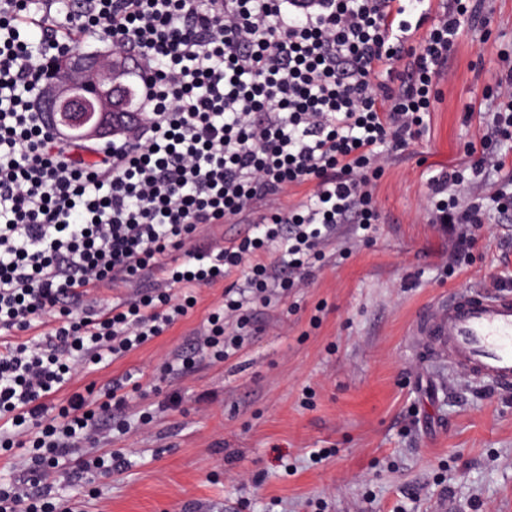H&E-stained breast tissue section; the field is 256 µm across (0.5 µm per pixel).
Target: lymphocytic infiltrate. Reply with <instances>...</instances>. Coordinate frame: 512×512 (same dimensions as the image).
I'll return each mask as SVG.
<instances>
[{
    "instance_id": "1",
    "label": "lymphocytic infiltrate",
    "mask_w": 512,
    "mask_h": 512,
    "mask_svg": "<svg viewBox=\"0 0 512 512\" xmlns=\"http://www.w3.org/2000/svg\"><path fill=\"white\" fill-rule=\"evenodd\" d=\"M42 2L36 19L32 0H0V420L34 428L29 476L0 487V512H50L47 480L71 446L112 427L113 388L96 402L74 394L61 421L45 422L44 401L72 363H109L163 335L197 289L247 261L250 278L197 341L235 353L256 295L282 283L270 246L305 274L341 225L372 230L380 154L418 138L452 46L483 21L480 0H448L435 20L426 0H322L313 14L296 0H86L61 19L58 0ZM407 12L430 23L424 42L401 38ZM34 22L38 55L26 37ZM89 33L135 61L141 91L142 123L103 150L50 132L35 107L51 62ZM383 70L396 85L377 83ZM463 180L458 169L431 180L433 221L459 225V248L479 221L477 207L445 194ZM304 184L314 187L305 204L280 206ZM264 199L275 207L254 236L196 246L200 227ZM115 280L137 284L134 298L85 308ZM38 322L44 341H14Z\"/></svg>"
}]
</instances>
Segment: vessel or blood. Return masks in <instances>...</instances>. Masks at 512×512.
I'll use <instances>...</instances> for the list:
<instances>
[{"label":"vessel or blood","mask_w":512,"mask_h":512,"mask_svg":"<svg viewBox=\"0 0 512 512\" xmlns=\"http://www.w3.org/2000/svg\"><path fill=\"white\" fill-rule=\"evenodd\" d=\"M423 333L429 353H451L467 375L512 388V290H459L426 315Z\"/></svg>","instance_id":"obj_1"}]
</instances>
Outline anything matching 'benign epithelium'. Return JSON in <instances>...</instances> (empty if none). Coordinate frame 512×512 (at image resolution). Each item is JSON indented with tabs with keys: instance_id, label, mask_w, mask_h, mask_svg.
Wrapping results in <instances>:
<instances>
[{
	"instance_id": "obj_1",
	"label": "benign epithelium",
	"mask_w": 512,
	"mask_h": 512,
	"mask_svg": "<svg viewBox=\"0 0 512 512\" xmlns=\"http://www.w3.org/2000/svg\"><path fill=\"white\" fill-rule=\"evenodd\" d=\"M126 71L118 54L96 58L74 48L59 56L40 98L49 125L88 142L126 134L142 118L129 109Z\"/></svg>"
}]
</instances>
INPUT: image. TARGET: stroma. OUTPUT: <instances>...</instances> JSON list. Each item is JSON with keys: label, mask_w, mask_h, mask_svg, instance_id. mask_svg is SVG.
Here are the masks:
<instances>
[{"label": "stroma", "mask_w": 512, "mask_h": 512, "mask_svg": "<svg viewBox=\"0 0 512 512\" xmlns=\"http://www.w3.org/2000/svg\"><path fill=\"white\" fill-rule=\"evenodd\" d=\"M487 24L463 34L416 144L382 158L372 232L346 224L321 246L310 280L257 307L236 354L203 352L185 375L165 374L189 351L248 265L199 290L164 335L99 370L76 367L50 394L124 383L112 430L75 447L52 475L56 512H512V391L429 357L413 331L424 308L460 287L512 282V223L493 198L512 179V141L496 165L449 187L484 218L467 251L432 221L428 182L483 157L512 53V0H484ZM125 455L127 469L67 478L80 460Z\"/></svg>", "instance_id": "1"}]
</instances>
